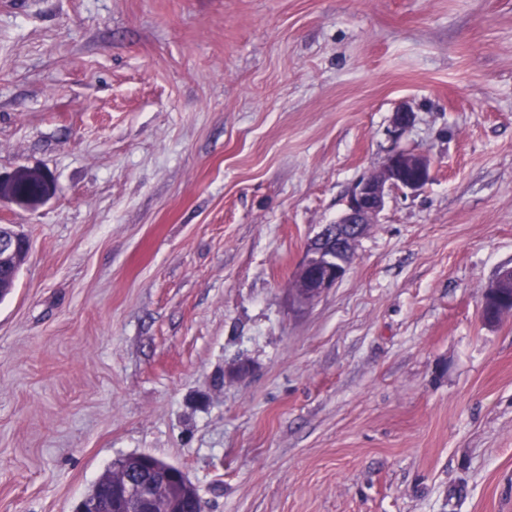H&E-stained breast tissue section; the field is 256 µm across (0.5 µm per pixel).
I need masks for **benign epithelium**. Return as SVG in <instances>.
<instances>
[{
	"label": "benign epithelium",
	"mask_w": 512,
	"mask_h": 512,
	"mask_svg": "<svg viewBox=\"0 0 512 512\" xmlns=\"http://www.w3.org/2000/svg\"><path fill=\"white\" fill-rule=\"evenodd\" d=\"M415 113L402 107L393 113L392 137L399 138L414 122ZM434 166L422 152L393 149L380 168L358 180L349 192L346 207L331 225H324L307 247V255L296 272L302 293L294 296L295 307L306 306L325 294L345 276L355 256V248L368 227L379 221L390 193L416 192L432 179ZM32 174L25 168L0 175V200L25 210H35L54 195V181L47 172L39 174L36 186L21 190L19 185ZM22 235L8 224L0 225V268L17 265ZM341 253L345 259L336 258ZM512 285V267L501 269L486 287L485 298L501 296V289ZM110 487L106 495L83 498L75 512H183L185 500H195L198 492L181 467H174V478L157 488L141 475L113 472L100 480Z\"/></svg>",
	"instance_id": "obj_1"
}]
</instances>
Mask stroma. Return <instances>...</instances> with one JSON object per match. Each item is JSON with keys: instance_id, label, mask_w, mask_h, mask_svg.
I'll list each match as a JSON object with an SVG mask.
<instances>
[{"instance_id": "stroma-1", "label": "stroma", "mask_w": 512, "mask_h": 512, "mask_svg": "<svg viewBox=\"0 0 512 512\" xmlns=\"http://www.w3.org/2000/svg\"><path fill=\"white\" fill-rule=\"evenodd\" d=\"M402 106L415 114L400 139ZM343 280L306 245L394 147ZM49 171L0 300V512L119 459L203 512H512V0H0V174ZM434 166L422 152L393 149L380 168L358 180L349 192L346 207L333 224L324 225L307 247V255L296 272L302 293L294 294V305L306 306L336 285L345 276L355 256V248L370 224H377L391 192H416L432 179ZM331 227L333 234L327 229ZM347 257L346 260L342 259ZM324 254L320 266L313 258ZM337 258V259H336Z\"/></svg>"}]
</instances>
